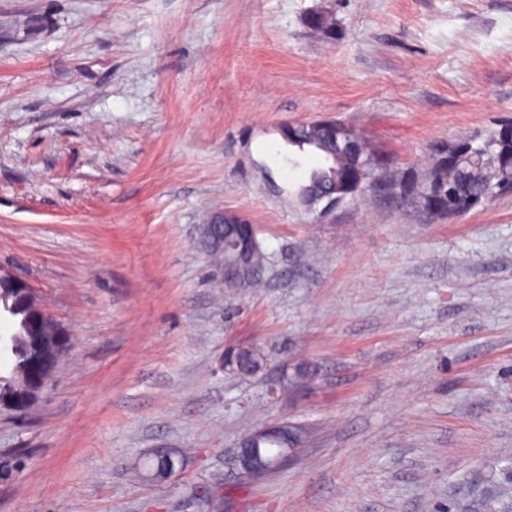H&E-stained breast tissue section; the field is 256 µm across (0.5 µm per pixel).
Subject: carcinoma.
Segmentation results:
<instances>
[{
	"mask_svg": "<svg viewBox=\"0 0 512 512\" xmlns=\"http://www.w3.org/2000/svg\"><path fill=\"white\" fill-rule=\"evenodd\" d=\"M307 24L326 39L334 40L339 36L336 20L327 13H311ZM278 134L295 149V154L288 157L289 164L298 163L296 155L307 152L322 159V165L310 170L307 183L289 193L296 205L307 210L317 206L329 191L342 196L341 203L345 204L372 195L368 185L373 180H403L409 186L407 201L430 219H445L458 211V203L449 190L457 187L461 177L470 179V193H484L490 200L502 194L497 186L500 178L512 176V119L501 121L480 134L462 135L435 146L427 169L422 172L392 168L390 161L374 150L357 129L333 117L285 122L278 128ZM214 220L222 222V226H213ZM247 223L249 219L243 214L226 210L224 215L212 216L209 223L200 227V242L217 265L244 264L248 273L241 287L256 288L262 283L268 254L256 234L251 245L240 248L239 232L241 225ZM1 306L11 309L15 329L5 353L11 369L7 375H0V401L21 388L33 401L47 385L50 374L28 358L29 337L35 333L46 334L44 351L48 357L57 353L56 346L47 336L49 326L41 312L9 282H0ZM227 357L226 368L241 374L255 373L265 362L263 352L257 347H239L229 351ZM292 441L293 438L284 436L278 442H271L256 429L240 438L242 446L263 448L268 453L287 448ZM149 467L153 477L165 478L175 467L174 456L167 450L156 449L150 453Z\"/></svg>",
	"mask_w": 512,
	"mask_h": 512,
	"instance_id": "1",
	"label": "carcinoma"
}]
</instances>
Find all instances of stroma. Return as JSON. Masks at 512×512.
I'll return each mask as SVG.
<instances>
[{
    "label": "stroma",
    "mask_w": 512,
    "mask_h": 512,
    "mask_svg": "<svg viewBox=\"0 0 512 512\" xmlns=\"http://www.w3.org/2000/svg\"><path fill=\"white\" fill-rule=\"evenodd\" d=\"M333 14L338 38L306 24ZM41 18L25 38L14 22ZM333 116L393 166L512 118V0H0V264L71 346L0 418V512H497L512 494V192L326 218L284 121ZM258 227L266 286L215 297L205 214ZM230 346L261 349L253 375ZM306 371L304 388L284 390ZM310 438L266 479L245 433ZM156 448L185 453L131 482ZM227 357L226 368L241 374L255 373L265 362L263 352L257 347H238L230 350Z\"/></svg>",
    "instance_id": "35a3bbf8"
}]
</instances>
